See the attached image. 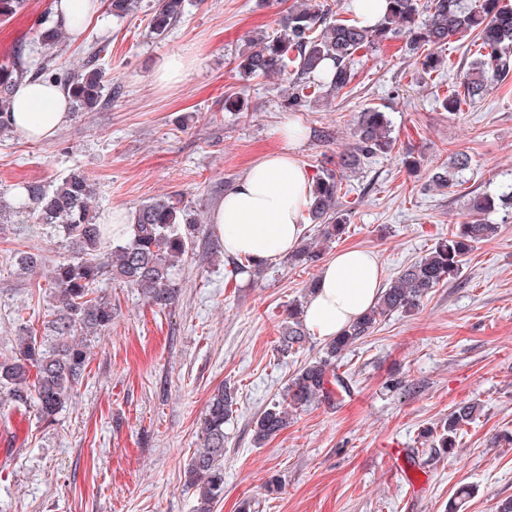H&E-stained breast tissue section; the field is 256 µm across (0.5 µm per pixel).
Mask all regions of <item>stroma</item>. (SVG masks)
I'll return each mask as SVG.
<instances>
[{"label": "stroma", "mask_w": 512, "mask_h": 512, "mask_svg": "<svg viewBox=\"0 0 512 512\" xmlns=\"http://www.w3.org/2000/svg\"><path fill=\"white\" fill-rule=\"evenodd\" d=\"M54 0H24L20 17L0 22L11 43L0 64L22 56L39 64L46 52L34 41L53 18ZM153 0L135 15L97 14L54 48L53 69L81 70L95 48L110 101L72 117L49 141L20 135L0 139V192L17 185L58 181L84 170L95 185L102 218L134 209L160 194L179 195L204 232L176 269V297L155 305L137 290L104 279L95 290L112 304V325L93 337L82 385L54 424L32 407L0 400V429L23 415L22 447L0 463V512H193L184 469L202 446L200 419L214 389L237 391V410L225 426L224 499L216 512H495L512 498V206L492 213L501 232L477 244L456 282L434 289L415 311L382 318L342 356L338 371L349 385L334 405L298 412L263 447L252 435L256 417L279 399L289 378L317 358L323 338L284 356L279 330L290 306L306 301L319 264L281 258L255 272L235 273L209 222L213 205L263 152L280 148L277 128L297 122V149L311 174L324 155L352 144L357 113L386 112L396 137L391 154L377 157L342 189L346 234L322 253L358 247L377 254L384 282L428 253L467 220L472 194H501L512 184V76L476 103L445 112L444 95L460 90L466 46L451 39L443 62L420 75L404 36L358 54L349 92L312 98L300 112L282 106L286 80L278 75L242 80L235 69L244 38L277 28L280 0H185L165 37L151 34ZM184 57L181 81L155 78L159 61ZM241 101L228 112L225 98ZM330 129V141L318 132ZM467 153L456 186L428 188L430 173L453 154ZM413 155L415 166L404 163ZM42 257L19 274L22 253ZM65 251L43 235L0 231V353L28 331L49 335L52 290L46 273ZM464 400L478 403L479 419L459 431L445 452L425 443ZM402 449L406 472L420 475L408 493L406 473L386 452ZM278 493L267 494L268 481ZM470 495L459 499L458 488Z\"/></svg>", "instance_id": "obj_1"}]
</instances>
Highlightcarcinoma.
<instances>
[{
    "label": "carcinoma",
    "mask_w": 512,
    "mask_h": 512,
    "mask_svg": "<svg viewBox=\"0 0 512 512\" xmlns=\"http://www.w3.org/2000/svg\"><path fill=\"white\" fill-rule=\"evenodd\" d=\"M104 6L112 16L125 18L138 10V0H104ZM184 6L185 0H156L151 33L157 37L167 34ZM329 12L328 4L316 10L303 0H294L279 30L247 37L246 48L238 56L240 75L246 79L274 74L286 77V108L299 112L310 102L309 90L325 89L333 94L347 88L354 79L355 55L398 32L407 37L414 54L425 46L437 49L453 37L472 33L475 59L463 75L464 91L442 99V108L452 114L459 111L462 99L476 102L483 98L488 83L512 72V5L504 0H479L471 8L464 7L462 0H388L387 14L374 26L355 19L330 21ZM36 37L49 50L62 41L64 29L57 22L46 23ZM104 51L98 48L81 70L60 77L77 113L93 110L104 101V75L97 67ZM52 67V60L46 58L35 69L18 61L0 67V136L11 132L7 112L17 82L44 77ZM352 140L351 147L337 156L336 164L322 168L314 179L308 216L317 242H333L346 232L341 190L347 174L361 172L372 159L391 153L396 145L388 116L376 107L360 112ZM469 162L468 154L456 153L450 165L435 169L432 185L453 186ZM23 188L26 199L18 203L0 192V217L12 210L26 214V220L16 227L18 234L42 230L64 243L69 255L47 274L56 302L55 318L50 321L52 335L24 332L16 337L11 354L0 358V390L34 407L39 421L52 424L84 378L88 341L112 326V304L94 296L97 284L110 275L142 291L157 305L170 303L175 294L173 269L203 228L178 196L162 194L132 211L129 234L109 244L107 227L93 211V185L83 170L73 169L48 187L28 182ZM506 197L512 199V190L498 197L473 196L468 221L437 241L427 255L404 267L373 307L294 374L281 399L256 418L255 444L279 435L294 413L314 403L334 401L332 385H345L336 372V361L344 351L369 335L381 317L413 310L433 289L455 279L475 244L499 235L501 225L490 223L486 216ZM320 255L321 249L308 243L288 255V263L311 264ZM301 315L300 303L288 311V322L279 336L283 355L300 352L308 341ZM235 405V389L224 384L207 404L201 421L203 447L194 453L185 472L186 485L196 498L195 512H214L224 499V426ZM478 410L476 403H459L448 415L440 447H453L457 430L471 423Z\"/></svg>",
    "instance_id": "1"
}]
</instances>
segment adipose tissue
Masks as SVG:
<instances>
[{
	"instance_id": "1",
	"label": "adipose tissue",
	"mask_w": 512,
	"mask_h": 512,
	"mask_svg": "<svg viewBox=\"0 0 512 512\" xmlns=\"http://www.w3.org/2000/svg\"><path fill=\"white\" fill-rule=\"evenodd\" d=\"M70 99L60 83L25 80L12 97L9 121L25 138H55L68 122ZM283 148L261 155L211 211L225 253L274 261L291 253L306 226L303 216L314 179L294 149L304 138L292 121L283 124ZM382 292L380 263L366 249L346 248L326 262L309 298L304 318L320 337L331 338L372 307Z\"/></svg>"
}]
</instances>
